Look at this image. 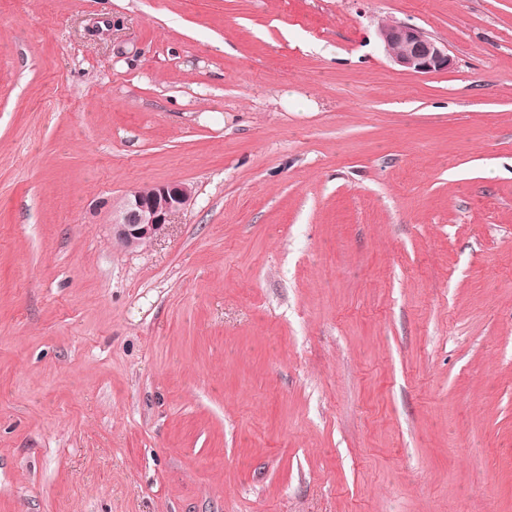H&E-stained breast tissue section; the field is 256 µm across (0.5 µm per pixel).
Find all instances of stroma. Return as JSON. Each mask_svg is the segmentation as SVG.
<instances>
[{"label": "stroma", "instance_id": "stroma-1", "mask_svg": "<svg viewBox=\"0 0 512 512\" xmlns=\"http://www.w3.org/2000/svg\"><path fill=\"white\" fill-rule=\"evenodd\" d=\"M0 512H512V0H0ZM379 37L390 60L403 71L428 74L453 65L448 47L418 27L382 22ZM192 196V188L181 182L131 190L112 206V236L129 248L146 245L187 208Z\"/></svg>", "mask_w": 512, "mask_h": 512}]
</instances>
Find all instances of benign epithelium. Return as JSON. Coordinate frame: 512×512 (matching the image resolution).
<instances>
[{
	"instance_id": "obj_1",
	"label": "benign epithelium",
	"mask_w": 512,
	"mask_h": 512,
	"mask_svg": "<svg viewBox=\"0 0 512 512\" xmlns=\"http://www.w3.org/2000/svg\"><path fill=\"white\" fill-rule=\"evenodd\" d=\"M379 37L390 60L406 72L428 74L453 65L448 47L418 27L383 22ZM192 196V188L181 182L134 189L112 206V236L129 248L146 245L187 208Z\"/></svg>"
}]
</instances>
